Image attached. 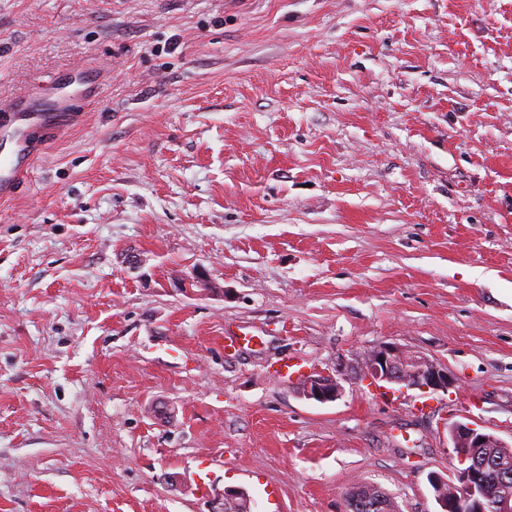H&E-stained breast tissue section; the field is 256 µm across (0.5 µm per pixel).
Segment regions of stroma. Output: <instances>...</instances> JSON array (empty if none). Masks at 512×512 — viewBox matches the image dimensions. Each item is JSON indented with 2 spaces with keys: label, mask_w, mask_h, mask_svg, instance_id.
<instances>
[{
  "label": "stroma",
  "mask_w": 512,
  "mask_h": 512,
  "mask_svg": "<svg viewBox=\"0 0 512 512\" xmlns=\"http://www.w3.org/2000/svg\"><path fill=\"white\" fill-rule=\"evenodd\" d=\"M83 66L0 200V512H439L450 423L512 446V0H0L1 108ZM381 343L454 387L301 395ZM348 503L351 512H398L394 502L373 485L352 486L348 492Z\"/></svg>",
  "instance_id": "stroma-1"
}]
</instances>
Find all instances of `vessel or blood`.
<instances>
[{
    "mask_svg": "<svg viewBox=\"0 0 512 512\" xmlns=\"http://www.w3.org/2000/svg\"><path fill=\"white\" fill-rule=\"evenodd\" d=\"M76 118L72 98L64 92H38L16 97L0 114L10 150L0 155V198L14 196L18 183L42 149Z\"/></svg>",
    "mask_w": 512,
    "mask_h": 512,
    "instance_id": "b4317fda",
    "label": "vessel or blood"
}]
</instances>
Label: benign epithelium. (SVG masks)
I'll use <instances>...</instances> for the list:
<instances>
[{
  "label": "benign epithelium",
  "instance_id": "benign-epithelium-1",
  "mask_svg": "<svg viewBox=\"0 0 512 512\" xmlns=\"http://www.w3.org/2000/svg\"><path fill=\"white\" fill-rule=\"evenodd\" d=\"M359 371L372 383L398 385L422 392H446L455 385L454 377L438 363L421 355L410 354L393 344L378 345L356 362ZM347 365L340 364L336 373L318 372L304 377L302 395L318 403L336 401L343 393V383L349 380L345 374ZM448 435L456 450L457 466L453 482L440 474L430 476V485L441 512H483L468 507L476 493H484L482 472L473 465L476 449L491 444L503 445L493 435L482 433L468 423L460 421L448 427Z\"/></svg>",
  "mask_w": 512,
  "mask_h": 512
}]
</instances>
